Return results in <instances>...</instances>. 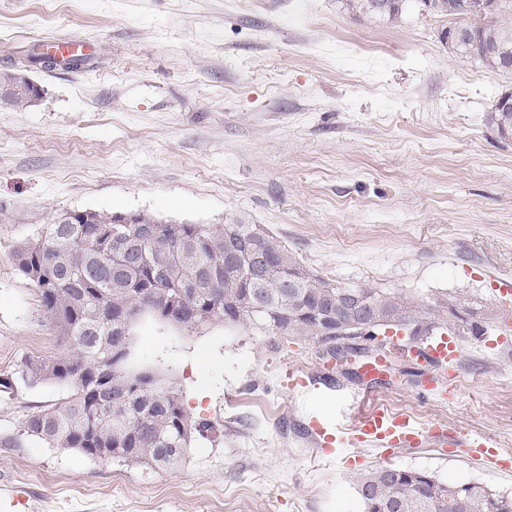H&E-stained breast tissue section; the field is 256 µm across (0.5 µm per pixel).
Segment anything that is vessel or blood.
I'll use <instances>...</instances> for the list:
<instances>
[{
  "mask_svg": "<svg viewBox=\"0 0 512 512\" xmlns=\"http://www.w3.org/2000/svg\"><path fill=\"white\" fill-rule=\"evenodd\" d=\"M410 354L415 362L430 368L456 359L459 348L454 340L440 334L427 337L412 347ZM307 420L313 442L329 453L350 444L385 446L392 450L418 445L426 438L435 439L442 445L448 442L445 430L418 426L409 415L382 407L369 410L347 433L341 432L325 416L318 413L308 414ZM466 446L470 448L473 456L490 465L503 470L512 468V462L502 459L500 450L493 448L487 438L470 437Z\"/></svg>",
  "mask_w": 512,
  "mask_h": 512,
  "instance_id": "vessel-or-blood-1",
  "label": "vessel or blood"
}]
</instances>
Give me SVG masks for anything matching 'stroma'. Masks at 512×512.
<instances>
[{
  "label": "stroma",
  "mask_w": 512,
  "mask_h": 512,
  "mask_svg": "<svg viewBox=\"0 0 512 512\" xmlns=\"http://www.w3.org/2000/svg\"><path fill=\"white\" fill-rule=\"evenodd\" d=\"M447 26L413 6L391 24L342 0H0V71L40 88L27 107H0V376L56 350L12 256L68 211L260 224L338 285L499 310L512 141L488 113L512 74L453 56ZM57 37L84 45L80 68L29 67L30 45ZM458 344L438 372L456 386L442 400L390 342L396 370L371 382L365 358L333 362L311 336L143 323L138 361L168 369L209 430L169 470L100 462L24 429L66 389L0 391V512H360L353 480L380 468L512 494V472L428 441L326 454L304 430L313 408L353 427L351 395L372 384L376 403L417 424L512 454V340ZM295 367L321 377L317 391L282 386Z\"/></svg>",
  "instance_id": "obj_1"
}]
</instances>
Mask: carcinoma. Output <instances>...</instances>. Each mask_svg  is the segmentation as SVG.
I'll return each mask as SVG.
<instances>
[{
    "label": "carcinoma",
    "instance_id": "obj_1",
    "mask_svg": "<svg viewBox=\"0 0 512 512\" xmlns=\"http://www.w3.org/2000/svg\"><path fill=\"white\" fill-rule=\"evenodd\" d=\"M354 13L402 20L408 0H345ZM494 4L491 17L483 4ZM425 13L447 17L464 38L451 47L459 58L477 59L504 72L512 65V0H420ZM453 9H448V6ZM30 83L21 79L0 94V107L32 102ZM498 136L512 139V112L490 111ZM119 216L87 211L75 224L51 220L14 253L17 270L39 293L41 315L55 332L57 352L28 356L17 370L27 387L62 384L68 399L33 413L29 435L52 448L74 449L95 459L97 448H122L126 462L172 467L192 435L210 424L190 417L170 375L157 367H133L132 329L124 312L144 309L163 328L196 332L216 325L277 335L315 336L326 343L347 340L354 328L352 307L374 321V333L352 339L373 342L389 329L418 339L433 330L478 338L491 316L470 307L466 297L448 295L417 306L381 288H346L315 274L267 230L254 224H155L139 261H122L121 238H140L148 220L119 224ZM255 250L273 259L262 275L247 259L236 264L227 252ZM190 294L170 307L173 289ZM328 310L334 336H319L311 312ZM354 488L363 512H512V496L479 483L448 485L418 471L385 468L361 475Z\"/></svg>",
    "mask_w": 512,
    "mask_h": 512
}]
</instances>
